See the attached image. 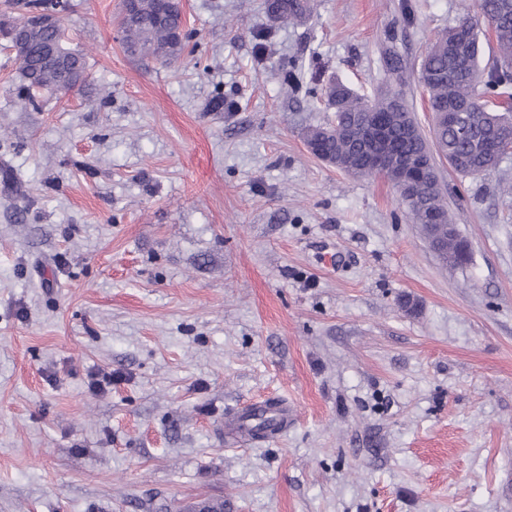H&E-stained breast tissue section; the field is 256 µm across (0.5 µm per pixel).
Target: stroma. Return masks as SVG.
<instances>
[{
  "mask_svg": "<svg viewBox=\"0 0 512 512\" xmlns=\"http://www.w3.org/2000/svg\"><path fill=\"white\" fill-rule=\"evenodd\" d=\"M87 78L20 104L0 35V512H512V154L437 162L445 265L385 179L317 157L339 80L418 81L461 0H182L178 58L69 0ZM284 402L255 441L229 425ZM268 10L274 20L288 24L305 23L312 16L311 0H269Z\"/></svg>",
  "mask_w": 512,
  "mask_h": 512,
  "instance_id": "obj_1",
  "label": "stroma"
}]
</instances>
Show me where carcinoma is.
<instances>
[{
    "mask_svg": "<svg viewBox=\"0 0 512 512\" xmlns=\"http://www.w3.org/2000/svg\"><path fill=\"white\" fill-rule=\"evenodd\" d=\"M24 8L60 14L67 10L68 0H26ZM476 8L471 13L468 0H463L461 17L435 36L420 64L419 82L434 117L433 141L421 132L402 92L380 91L367 97L342 83L325 88L328 104L336 112L334 122L307 133L308 147L320 159L354 177L376 178L384 173L367 166L359 129L364 123L381 121L393 155L410 169L411 193L398 192L410 222L419 225L431 246L440 238L450 251L455 247L448 238L452 217L440 181L428 179L424 170L440 156L459 174L481 176L498 166L496 146L512 143V0H476ZM268 10L274 20L288 24L305 23L312 16L311 0H269ZM482 22L495 37L492 55L485 63L479 34ZM120 26L123 44L132 55L167 61L182 52V15L172 12L163 0H139L136 15L123 16ZM6 35L11 43L18 38L27 41V48L15 53L14 62L26 101L32 103L35 92L50 91L57 80L56 71L44 58V48L54 42V33L26 31L18 22ZM450 112L464 118L468 136H459L448 124ZM275 421L269 408H261L246 415L244 429L254 439L264 438Z\"/></svg>",
    "mask_w": 512,
    "mask_h": 512,
    "instance_id": "obj_1",
    "label": "carcinoma"
}]
</instances>
